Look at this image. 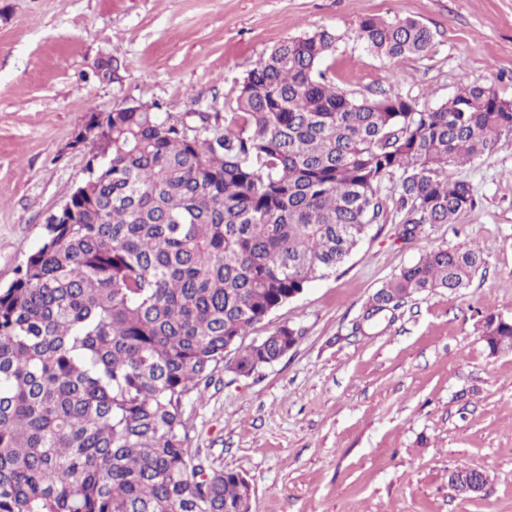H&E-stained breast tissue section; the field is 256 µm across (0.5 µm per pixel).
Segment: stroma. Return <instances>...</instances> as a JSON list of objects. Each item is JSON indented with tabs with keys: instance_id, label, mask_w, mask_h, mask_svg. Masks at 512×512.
<instances>
[{
	"instance_id": "obj_1",
	"label": "stroma",
	"mask_w": 512,
	"mask_h": 512,
	"mask_svg": "<svg viewBox=\"0 0 512 512\" xmlns=\"http://www.w3.org/2000/svg\"><path fill=\"white\" fill-rule=\"evenodd\" d=\"M369 15L434 33L426 56L367 53ZM328 29L324 63L344 91L438 108L461 84L512 100V0H0V287L41 244L47 217L85 179L73 140L89 113L128 100L162 111L231 112L255 62L285 39ZM125 63L121 82L98 61ZM476 207L397 242L395 182L383 212L331 276L254 324L239 347L282 326L296 344L249 377L218 368L182 409L192 453L251 487L252 512H512V352L489 355L487 314L512 316V137L449 169ZM479 246L485 264L461 296H413L363 321L372 294L438 247ZM487 472L476 497L448 472Z\"/></svg>"
}]
</instances>
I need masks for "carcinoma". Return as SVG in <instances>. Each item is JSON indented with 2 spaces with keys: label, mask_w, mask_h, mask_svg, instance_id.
Segmentation results:
<instances>
[{
  "label": "carcinoma",
  "mask_w": 512,
  "mask_h": 512,
  "mask_svg": "<svg viewBox=\"0 0 512 512\" xmlns=\"http://www.w3.org/2000/svg\"><path fill=\"white\" fill-rule=\"evenodd\" d=\"M359 38L399 61L434 35L370 15ZM337 40L323 29L274 46L234 112L132 101L90 113L97 133L74 140L91 153L87 178L0 288V512H250L241 474L190 454L185 397L251 326L345 262L383 211L385 177L407 239L475 208L448 168L512 136V101L471 84L428 112L357 98L321 70ZM120 68L98 64L114 82ZM483 264L475 246L427 251L369 310L460 294ZM297 336L282 326L224 365L249 377ZM481 339L512 352V318L488 314Z\"/></svg>",
  "instance_id": "obj_1"
}]
</instances>
